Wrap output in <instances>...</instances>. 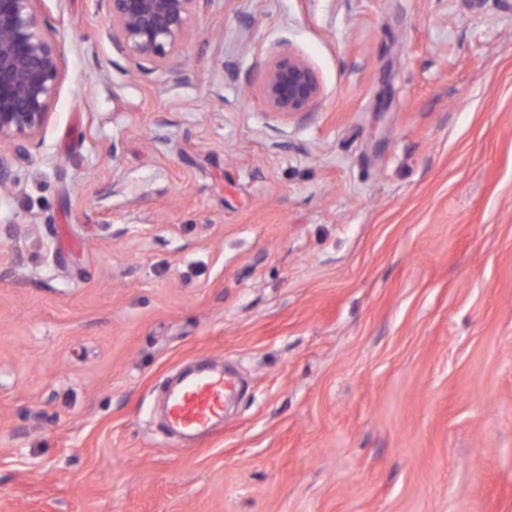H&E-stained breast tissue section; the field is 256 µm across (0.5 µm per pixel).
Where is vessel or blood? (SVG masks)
Segmentation results:
<instances>
[{
    "label": "vessel or blood",
    "instance_id": "vessel-or-blood-1",
    "mask_svg": "<svg viewBox=\"0 0 512 512\" xmlns=\"http://www.w3.org/2000/svg\"><path fill=\"white\" fill-rule=\"evenodd\" d=\"M236 394L237 381L232 375L210 370L192 375L168 397L170 424L182 434L202 431L223 420L224 405Z\"/></svg>",
    "mask_w": 512,
    "mask_h": 512
}]
</instances>
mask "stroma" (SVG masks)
Instances as JSON below:
<instances>
[{"label":"stroma","instance_id":"35a3bbf8","mask_svg":"<svg viewBox=\"0 0 512 512\" xmlns=\"http://www.w3.org/2000/svg\"><path fill=\"white\" fill-rule=\"evenodd\" d=\"M0 147V512H512V0H210L170 66L35 0ZM313 69L306 112L268 65ZM244 389L193 447L184 367ZM35 0H0V146L34 140L50 117L60 54ZM320 94L312 68L299 55L289 52L269 64L262 97L270 111L283 115L306 112Z\"/></svg>","mask_w":512,"mask_h":512}]
</instances>
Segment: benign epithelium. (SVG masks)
Wrapping results in <instances>:
<instances>
[{
	"label": "benign epithelium",
	"instance_id": "benign-epithelium-1",
	"mask_svg": "<svg viewBox=\"0 0 512 512\" xmlns=\"http://www.w3.org/2000/svg\"><path fill=\"white\" fill-rule=\"evenodd\" d=\"M35 0H0V145L35 139L50 117L60 54L34 10ZM207 0H97L106 9V35L120 54L168 65L180 50L192 16ZM321 87L310 65L290 53L273 60L262 97L270 111L306 112Z\"/></svg>",
	"mask_w": 512,
	"mask_h": 512
}]
</instances>
